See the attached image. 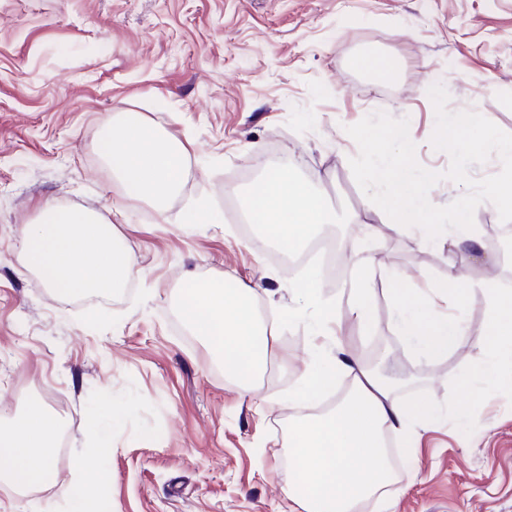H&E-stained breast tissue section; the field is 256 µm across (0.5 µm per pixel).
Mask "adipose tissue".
Instances as JSON below:
<instances>
[{
  "label": "adipose tissue",
  "instance_id": "ef3b65f1",
  "mask_svg": "<svg viewBox=\"0 0 512 512\" xmlns=\"http://www.w3.org/2000/svg\"><path fill=\"white\" fill-rule=\"evenodd\" d=\"M106 138L107 161L114 177L138 198L163 208L181 189L188 151L177 139L163 136L149 122L131 114L113 117ZM379 147L359 158V170L369 186L380 189L394 215V230H421L420 218L432 206L428 176L414 175L406 141L374 135ZM506 170L484 190L480 203L512 210V140L495 143ZM471 201L459 202L453 222L441 235L449 253H463L474 262L495 268L492 250L467 222ZM253 223L269 230L296 251L318 231L335 223L336 214L325 193L309 181L277 171L262 178L244 202ZM24 266L62 295H97L121 287L139 267L134 255L117 242L111 222L86 209L45 204L38 221L26 234ZM395 289L392 301L397 328L403 336H422L431 353L456 345L468 331L464 310L479 306L486 317L483 364L465 378L467 386L488 393L503 382V365L512 366V292L471 283L464 292L406 288L404 276L387 271ZM320 284L310 278L294 290L295 302L281 309L278 320L260 319L251 286L195 277L184 282L178 310L185 324L222 355L225 374L236 377L244 390L275 350L281 324L303 326L313 347L334 343L324 361L309 367L294 394L308 403L336 383L338 375L351 380V397L336 409L301 420L288 428L287 496L300 512H353L356 505L385 490L393 481L384 446L385 432H406L413 421L430 424L440 416L428 405L408 409L391 397L392 382L376 367L362 363L340 341L344 318L365 323L371 315L375 291L368 284L352 289L347 303H332L318 295ZM57 425L46 413L33 409L0 420V477L26 490L53 477L54 437ZM89 442L100 461L82 467L81 476L65 485L68 512H103L112 477L102 458L112 447L111 435L93 429Z\"/></svg>",
  "mask_w": 512,
  "mask_h": 512
}]
</instances>
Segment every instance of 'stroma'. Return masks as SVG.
<instances>
[{"instance_id":"1","label":"stroma","mask_w":512,"mask_h":512,"mask_svg":"<svg viewBox=\"0 0 512 512\" xmlns=\"http://www.w3.org/2000/svg\"><path fill=\"white\" fill-rule=\"evenodd\" d=\"M389 56L388 78L354 67ZM136 112L188 148L180 192L157 213L113 180L104 125ZM479 112L512 139V0H0V418L33 408L64 431L54 482L20 495L0 483V512H68L61 493L106 403L123 407L107 466L104 512H289L288 428L304 410L288 396L316 353L303 328H282L258 384L275 403L257 412L214 349L178 312L194 274L252 284L261 317L287 306L300 273L264 234L246 239L241 201L270 165L322 186L341 217L324 234L359 235L371 195L356 159L367 131L401 136L432 179L423 223L451 222L454 202L500 172L492 144L461 159L448 144L457 113ZM49 202L115 224L144 276L89 298L60 296L23 265L28 224ZM374 217L385 268L464 288L512 289V253L495 271ZM376 288L370 324L344 320L360 358L380 351L406 373L397 402L431 403L447 421L412 442L389 437L401 467L366 512H512V386L490 396L464 377L483 358L484 314L447 354L425 357L398 336L387 280L345 259L341 296Z\"/></svg>"}]
</instances>
